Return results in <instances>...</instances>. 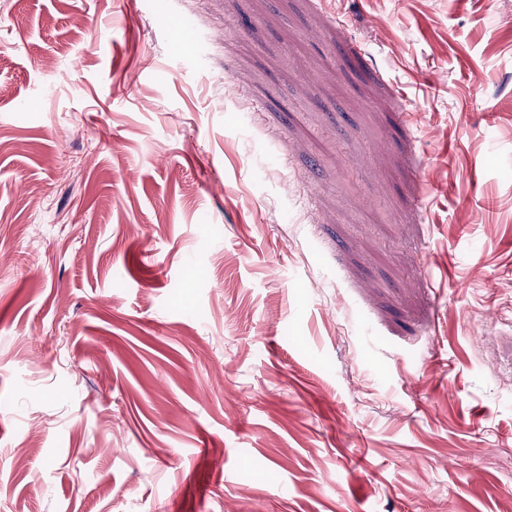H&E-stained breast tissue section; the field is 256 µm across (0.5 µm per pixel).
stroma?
<instances>
[{
    "label": "stroma",
    "mask_w": 512,
    "mask_h": 512,
    "mask_svg": "<svg viewBox=\"0 0 512 512\" xmlns=\"http://www.w3.org/2000/svg\"><path fill=\"white\" fill-rule=\"evenodd\" d=\"M1 482L512 512V0H0Z\"/></svg>",
    "instance_id": "stroma-1"
}]
</instances>
